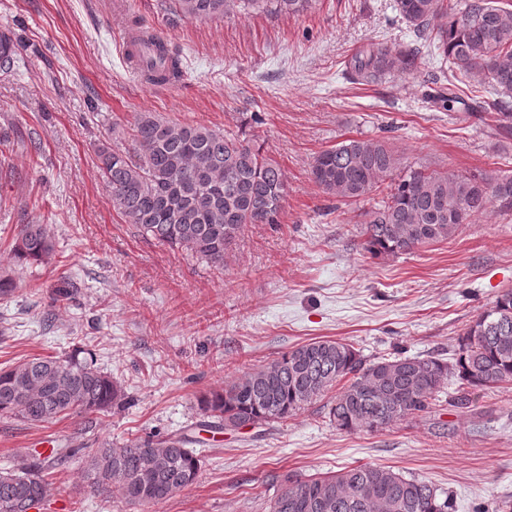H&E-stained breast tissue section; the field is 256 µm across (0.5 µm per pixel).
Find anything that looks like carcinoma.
I'll use <instances>...</instances> for the list:
<instances>
[{"mask_svg": "<svg viewBox=\"0 0 512 512\" xmlns=\"http://www.w3.org/2000/svg\"><path fill=\"white\" fill-rule=\"evenodd\" d=\"M311 0H174L187 20L223 17L234 11L296 15ZM399 17L416 39L434 48L448 68V92L427 99L448 112L495 115L500 135H512V7L499 0H395ZM418 48L371 44L348 60L358 80L374 83L412 73ZM489 82L496 97L473 106L461 86ZM131 145L98 148L99 169L113 207L146 239L192 252L224 266V257L246 224H276L286 196L282 168L262 149L202 124L165 121L138 112ZM311 175L326 195L360 200L386 187L363 212L365 250L374 255L409 254L451 237L493 203L512 206V176L496 178L404 166L384 139L352 138L321 151ZM59 243L43 224L16 226L11 254L20 264L56 257ZM466 389L512 382V291L469 325L453 362L433 356H394L366 362L352 344L313 339L281 353L242 378L199 399L204 428L240 429L286 420L344 384L330 402L339 430L374 432L430 408L446 381ZM130 403L112 375L96 366L95 354L78 347L64 356L22 359L0 369V415L31 424L76 414L88 418ZM184 433H154L122 444L104 440L87 451L55 448L0 472V512H30L51 494L48 470L77 455L91 491L118 489L136 506L153 507L193 484L201 460ZM270 512H455L452 496L433 483L389 467L361 464L333 474H286Z\"/></svg>", "mask_w": 512, "mask_h": 512, "instance_id": "1", "label": "carcinoma"}]
</instances>
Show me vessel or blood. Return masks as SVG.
<instances>
[{
	"mask_svg": "<svg viewBox=\"0 0 512 512\" xmlns=\"http://www.w3.org/2000/svg\"><path fill=\"white\" fill-rule=\"evenodd\" d=\"M123 53L129 68L141 74L147 84L170 86L168 39L143 25H129L123 31Z\"/></svg>",
	"mask_w": 512,
	"mask_h": 512,
	"instance_id": "b4317fda",
	"label": "vessel or blood"
}]
</instances>
